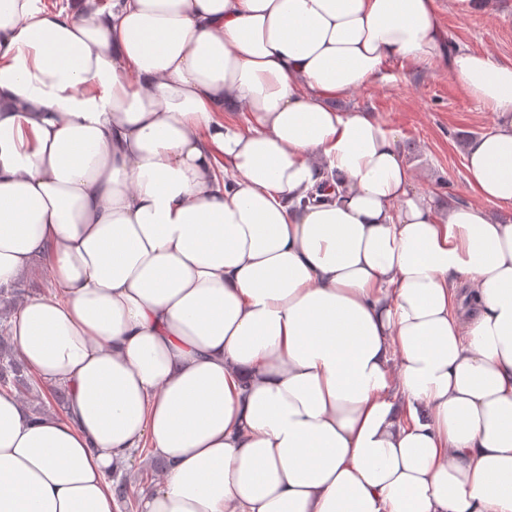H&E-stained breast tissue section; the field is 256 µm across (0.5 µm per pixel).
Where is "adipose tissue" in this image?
<instances>
[{
  "label": "adipose tissue",
  "instance_id": "ef3b65f1",
  "mask_svg": "<svg viewBox=\"0 0 512 512\" xmlns=\"http://www.w3.org/2000/svg\"><path fill=\"white\" fill-rule=\"evenodd\" d=\"M395 60L489 109L441 207L337 108ZM235 105L244 122L226 120ZM512 65L436 0H0L7 332L67 395L0 390V512H512ZM20 283L23 284L28 291L25 296L46 294L52 288V282L46 265L40 259L32 263L29 269L22 275ZM25 288H0V304H6L9 307L15 308L24 295ZM136 460H137V458L132 460L129 463V465L131 466V469L124 468L123 470L119 471V475H118L119 478L125 479V483H126V485H125L123 482H116V485L113 486L115 495L120 500H124L126 498L127 490H128L129 496L131 498L132 497L135 498L138 501L136 487L139 484L140 478H142V481L144 483H148L149 480L151 481V479H152V474L154 472H152V474H148V472L151 473L150 471H144V472H146L145 476H144V473H142V477H141L142 470L147 469V468L135 469ZM126 486H127V490H126ZM124 501H125V507H124L125 511H127V512L133 511L134 507H136L135 500L128 499V501L127 500H124Z\"/></svg>",
  "mask_w": 512,
  "mask_h": 512
}]
</instances>
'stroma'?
Here are the masks:
<instances>
[{"label": "stroma", "mask_w": 512, "mask_h": 512, "mask_svg": "<svg viewBox=\"0 0 512 512\" xmlns=\"http://www.w3.org/2000/svg\"><path fill=\"white\" fill-rule=\"evenodd\" d=\"M436 3L438 21L455 44L512 65V0ZM340 105L372 112L386 128L397 131L404 156L426 173L423 187L439 202H476L463 146L491 130L493 114L441 64L391 62L383 79Z\"/></svg>", "instance_id": "35a3bbf8"}]
</instances>
